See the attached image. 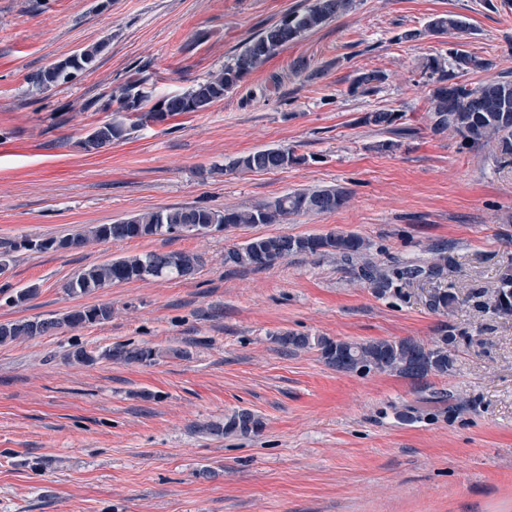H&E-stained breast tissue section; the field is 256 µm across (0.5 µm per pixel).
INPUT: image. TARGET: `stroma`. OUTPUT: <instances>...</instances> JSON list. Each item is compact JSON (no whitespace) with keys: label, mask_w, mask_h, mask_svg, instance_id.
I'll return each instance as SVG.
<instances>
[{"label":"stroma","mask_w":512,"mask_h":512,"mask_svg":"<svg viewBox=\"0 0 512 512\" xmlns=\"http://www.w3.org/2000/svg\"><path fill=\"white\" fill-rule=\"evenodd\" d=\"M313 0H0V323L108 305L109 320L0 345V512H512V320L468 301L512 268V163L433 133L430 57L448 37L405 42L436 15L463 19L470 85L512 73V0H355L247 75L209 110L138 124L109 100L138 78L152 98L180 93L231 62L265 27ZM100 43L93 67L45 92L27 77ZM366 70L387 79L352 87ZM399 113L387 135L368 113ZM132 130L102 152L81 141L112 119ZM281 147L302 162L230 169ZM341 186L325 215L231 233H190L28 250L94 224L174 206L247 208L294 189ZM338 231L369 258L446 259L441 279L378 297L331 258L292 257L252 271L224 264L258 235ZM149 251L201 255L189 278L132 281L83 297L65 286L94 264ZM461 301L434 313V288ZM36 288L16 302L17 292ZM455 335L453 372L424 390L393 373H346L275 334L366 342ZM154 348L150 364L103 359ZM82 347L90 365L70 362ZM245 409L258 432L217 438L203 424ZM211 468V478L199 477Z\"/></svg>","instance_id":"stroma-1"}]
</instances>
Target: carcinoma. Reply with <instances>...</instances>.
Returning a JSON list of instances; mask_svg holds the SVG:
<instances>
[{"label":"carcinoma","instance_id":"carcinoma-1","mask_svg":"<svg viewBox=\"0 0 512 512\" xmlns=\"http://www.w3.org/2000/svg\"><path fill=\"white\" fill-rule=\"evenodd\" d=\"M354 0H315L310 8L293 12L280 23L270 26L248 40L243 49L224 65L218 74L196 83L183 93L159 98L147 106L148 96L131 82L112 95L116 111L135 113L139 120H163L168 116L205 112L213 103L224 98V93L236 87L249 73L279 49L310 32L325 22L335 19L353 8ZM466 29V23L451 14L434 16L422 29H410L400 34L403 41H417L427 35H453ZM103 45L83 49L52 66L28 77L32 88L42 91L94 63ZM476 61L466 51L448 50V59L434 57L424 66V74L436 83L430 99L429 117L435 132L448 131L460 138V145L493 144L501 158H512V75L469 86L460 81ZM386 75L378 70L360 73L353 88L370 92L384 82ZM401 116L395 112L375 111L365 117L369 124L378 126L396 136L403 129L396 127ZM128 129L124 122L113 120L94 128L82 141L88 153L98 152L116 141L126 139ZM302 158L286 148H266L234 160L231 168L249 171H276L301 163ZM349 192L343 187L317 190H296L249 209L226 208L222 211L203 206L171 207L147 212L115 222L95 224L87 230L60 240L32 241L24 239L15 247L30 249L80 248L90 242L109 243L147 236L177 238L185 233L206 232L213 229L228 231L241 226L276 224L290 216L327 214L344 206ZM369 244L354 233L331 231L326 234L293 236L278 234L253 237L242 245L224 251V265L254 270L265 269L295 256H334L348 266L358 281L384 297L402 294V286L419 280H434L443 276L444 266L438 262L428 265L396 263L381 269L366 258ZM203 265L197 254L185 252H148L92 265L67 283L71 296H82L117 283L166 277L187 278ZM479 306L500 319L512 320V271L503 272L494 291L472 293ZM459 302L453 286L438 288L432 294L428 307L441 314L448 313ZM112 317L108 306L77 307L58 318L21 320L0 324V344L19 339L46 336L64 327L75 329L100 323ZM276 342L285 350L297 352L315 349L323 361L338 371L349 373L390 372L422 381L430 375L452 372L456 358L454 337L445 333L429 343L410 338L399 340H372L363 343L333 340L326 336H309L283 331ZM157 352L151 347L125 346L110 349L94 356L83 348L68 354L77 363H92L96 358L124 363H150ZM261 422L251 412L236 411L224 421L210 422L202 427L209 435L223 437L233 433L249 434L259 430Z\"/></svg>","mask_w":512,"mask_h":512}]
</instances>
